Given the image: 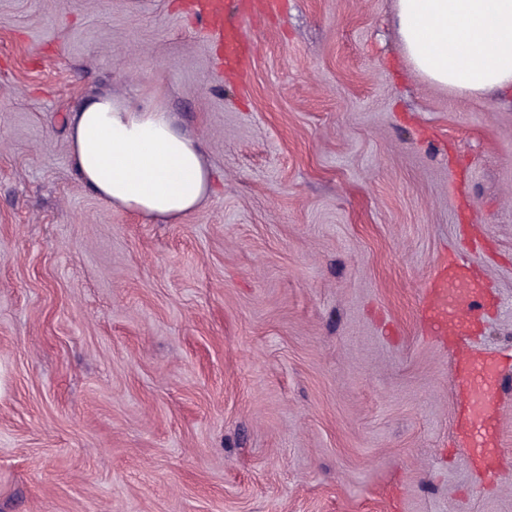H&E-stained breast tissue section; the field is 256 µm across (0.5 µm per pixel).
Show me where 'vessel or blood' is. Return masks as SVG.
<instances>
[{
  "label": "vessel or blood",
  "instance_id": "vessel-or-blood-1",
  "mask_svg": "<svg viewBox=\"0 0 512 512\" xmlns=\"http://www.w3.org/2000/svg\"><path fill=\"white\" fill-rule=\"evenodd\" d=\"M227 0H196L193 13L204 31L224 47L223 63L231 72H244L253 57V49L238 27L224 23ZM425 305L429 328L449 340L469 335L483 318L486 292L482 278L466 256L449 259L438 267L430 282ZM499 363L489 356H472L453 363V373L464 383L459 400L456 435L472 459L494 462L500 450L489 440V432L498 418V400L494 383Z\"/></svg>",
  "mask_w": 512,
  "mask_h": 512
}]
</instances>
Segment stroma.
<instances>
[{
	"label": "stroma",
	"instance_id": "stroma-1",
	"mask_svg": "<svg viewBox=\"0 0 512 512\" xmlns=\"http://www.w3.org/2000/svg\"><path fill=\"white\" fill-rule=\"evenodd\" d=\"M0 0V512H512V95L433 84L396 0ZM161 86L213 191L173 222L76 174L82 100ZM471 242L504 358L495 476L425 330ZM231 0H199L194 3L193 13L204 31L224 47L223 63L234 73H244L253 57V49L238 27L224 26V12Z\"/></svg>",
	"mask_w": 512,
	"mask_h": 512
}]
</instances>
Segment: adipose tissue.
Returning <instances> with one entry per match:
<instances>
[{
	"label": "adipose tissue",
	"mask_w": 512,
	"mask_h": 512,
	"mask_svg": "<svg viewBox=\"0 0 512 512\" xmlns=\"http://www.w3.org/2000/svg\"><path fill=\"white\" fill-rule=\"evenodd\" d=\"M396 20L408 61L428 80L479 94L512 90V0H397ZM69 140L79 178L109 206L172 221L212 193L201 143L177 125L160 88L86 98Z\"/></svg>",
	"instance_id": "adipose-tissue-1"
}]
</instances>
